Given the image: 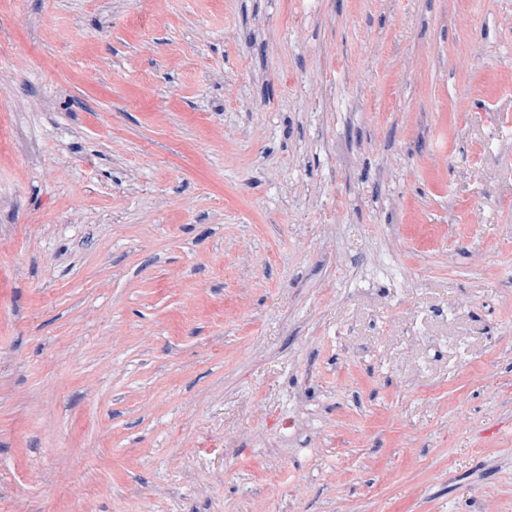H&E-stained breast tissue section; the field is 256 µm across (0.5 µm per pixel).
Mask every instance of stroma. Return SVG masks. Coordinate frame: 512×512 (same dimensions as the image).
I'll list each match as a JSON object with an SVG mask.
<instances>
[{
	"mask_svg": "<svg viewBox=\"0 0 512 512\" xmlns=\"http://www.w3.org/2000/svg\"><path fill=\"white\" fill-rule=\"evenodd\" d=\"M0 512H512V0H0Z\"/></svg>",
	"mask_w": 512,
	"mask_h": 512,
	"instance_id": "obj_1",
	"label": "stroma"
}]
</instances>
